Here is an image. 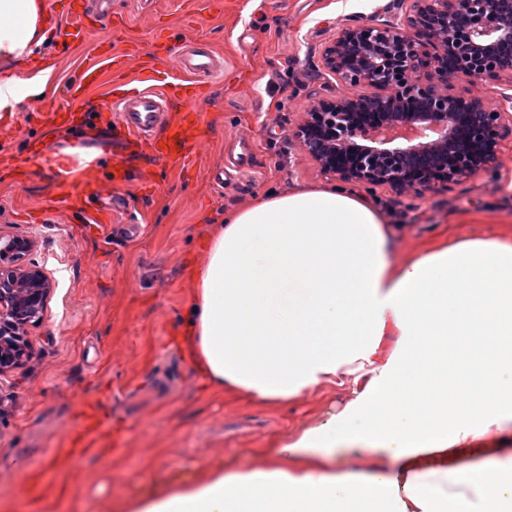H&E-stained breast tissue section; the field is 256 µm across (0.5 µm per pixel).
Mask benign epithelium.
Instances as JSON below:
<instances>
[{
    "instance_id": "obj_1",
    "label": "benign epithelium",
    "mask_w": 512,
    "mask_h": 512,
    "mask_svg": "<svg viewBox=\"0 0 512 512\" xmlns=\"http://www.w3.org/2000/svg\"><path fill=\"white\" fill-rule=\"evenodd\" d=\"M397 21H356L325 46L322 65L341 92L319 98L288 130L325 173L397 193L435 190L501 167L512 96L496 107L449 83L512 80V0H405ZM355 92H350V89ZM36 241L0 233V376L32 355L28 329L53 292L25 262Z\"/></svg>"
}]
</instances>
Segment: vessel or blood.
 <instances>
[{"mask_svg":"<svg viewBox=\"0 0 512 512\" xmlns=\"http://www.w3.org/2000/svg\"><path fill=\"white\" fill-rule=\"evenodd\" d=\"M112 0H74L69 9L70 29L66 34L72 42H82L87 34L86 21L89 16H111ZM217 54L206 47H192L177 56L182 73L189 83H196L212 77L218 72ZM119 55L112 52H98L81 68L74 82L69 84V93H77L98 85L102 75L120 65ZM138 78L143 83V91L130 98L114 100L112 109L121 118L122 124L117 129L115 141L119 145L133 142L155 152L158 160L174 166L185 164L187 150L199 141L206 125L196 111L191 109H174L171 105V90L177 87V80L163 77L156 60L146 61L138 71ZM165 124V140H157L154 130L158 124ZM59 195L84 203L86 199L99 194V177L96 171H84L74 182H62L56 187ZM100 422L96 416L88 415L70 439V446L64 449L66 460H75L79 449L97 432Z\"/></svg>","mask_w":512,"mask_h":512,"instance_id":"1","label":"vessel or blood"}]
</instances>
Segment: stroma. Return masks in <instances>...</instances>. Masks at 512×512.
<instances>
[{
	"instance_id": "obj_1",
	"label": "stroma",
	"mask_w": 512,
	"mask_h": 512,
	"mask_svg": "<svg viewBox=\"0 0 512 512\" xmlns=\"http://www.w3.org/2000/svg\"><path fill=\"white\" fill-rule=\"evenodd\" d=\"M112 0L111 26L91 22L78 47L53 35L41 61L51 89L0 119V231L37 242L31 258L55 282L44 321L31 328V359L0 377V512H125L139 496L215 469L261 467L281 445L351 411L362 384L345 376L270 404L245 391L205 388L177 323L190 294L189 260L210 224L273 189L338 185L288 130L336 91L321 54L353 19L401 16L402 0ZM137 42L142 53L205 40L224 72L192 98L209 125L183 171L144 155L116 158L112 100L134 83L140 55L106 72L80 96L63 89L102 41ZM101 149L92 168L98 198L56 199L35 171L51 135ZM503 167L435 191L370 189L391 223L390 247L404 260L465 239L512 235V133ZM128 179H111L114 163ZM103 403L112 436L103 450L48 466L80 425L82 404Z\"/></svg>"
}]
</instances>
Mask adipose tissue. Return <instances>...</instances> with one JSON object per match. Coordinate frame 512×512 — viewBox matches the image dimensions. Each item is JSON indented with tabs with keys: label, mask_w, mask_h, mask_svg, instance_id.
Here are the masks:
<instances>
[{
	"label": "adipose tissue",
	"mask_w": 512,
	"mask_h": 512,
	"mask_svg": "<svg viewBox=\"0 0 512 512\" xmlns=\"http://www.w3.org/2000/svg\"><path fill=\"white\" fill-rule=\"evenodd\" d=\"M45 0H0V112H21L46 90L31 80L45 40ZM64 146L38 159L70 179L98 158ZM387 219L370 200L335 187H290L227 212L190 265L181 341L214 390L273 403L362 373L352 417L284 444L265 467L212 471L136 500L130 512H512V457L468 468L470 493L448 451L512 423V238L433 248L403 262L388 254ZM405 346L383 364L381 336ZM377 452L371 469L345 467L351 437ZM314 466L293 470L289 460Z\"/></svg>",
	"instance_id": "ef3b65f1"
}]
</instances>
